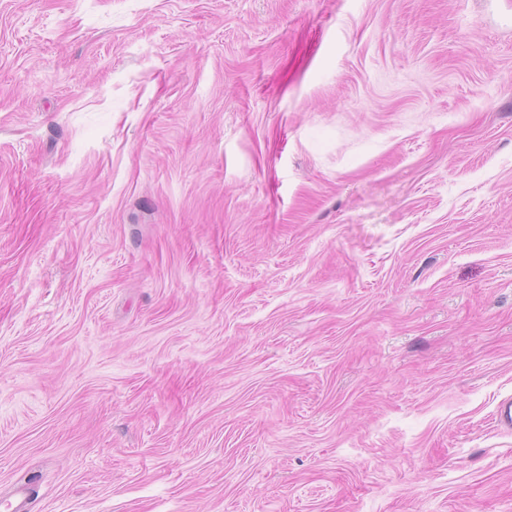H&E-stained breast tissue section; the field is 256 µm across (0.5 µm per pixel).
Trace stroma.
I'll return each mask as SVG.
<instances>
[{
    "mask_svg": "<svg viewBox=\"0 0 512 512\" xmlns=\"http://www.w3.org/2000/svg\"><path fill=\"white\" fill-rule=\"evenodd\" d=\"M512 0H0V499L512 512Z\"/></svg>",
    "mask_w": 512,
    "mask_h": 512,
    "instance_id": "stroma-1",
    "label": "stroma"
}]
</instances>
